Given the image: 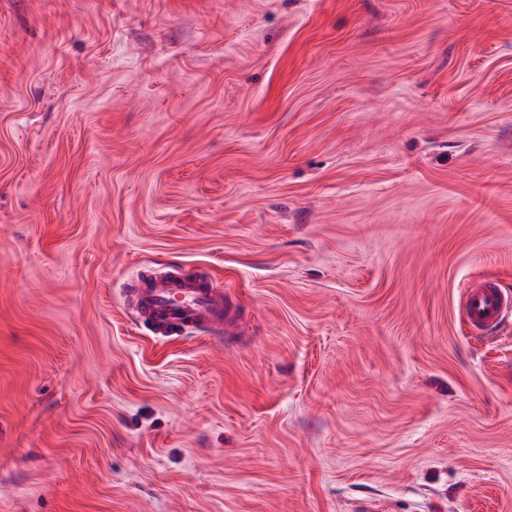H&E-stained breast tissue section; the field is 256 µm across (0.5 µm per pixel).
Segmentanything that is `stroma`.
Listing matches in <instances>:
<instances>
[{"label": "stroma", "instance_id": "35a3bbf8", "mask_svg": "<svg viewBox=\"0 0 512 512\" xmlns=\"http://www.w3.org/2000/svg\"><path fill=\"white\" fill-rule=\"evenodd\" d=\"M200 273L245 325L157 338ZM512 0H0V512H512ZM120 290L130 297L135 320L150 322L161 337H169L165 334L172 327L202 328L214 337L234 330L235 311L224 292L207 288L184 270L139 268ZM511 304V297L489 278L470 281L461 295L464 323L472 332L497 328Z\"/></svg>", "mask_w": 512, "mask_h": 512}]
</instances>
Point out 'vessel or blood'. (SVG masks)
<instances>
[{
  "mask_svg": "<svg viewBox=\"0 0 512 512\" xmlns=\"http://www.w3.org/2000/svg\"><path fill=\"white\" fill-rule=\"evenodd\" d=\"M122 291L131 299L136 321L153 324L162 335L173 327H195L216 337L230 334L235 327L233 305L223 292L206 287L197 276L182 270L138 269ZM461 306L469 330L488 332L497 328L504 312L512 308V296L496 281L482 278L469 282Z\"/></svg>",
  "mask_w": 512,
  "mask_h": 512,
  "instance_id": "vessel-or-blood-1",
  "label": "vessel or blood"
}]
</instances>
